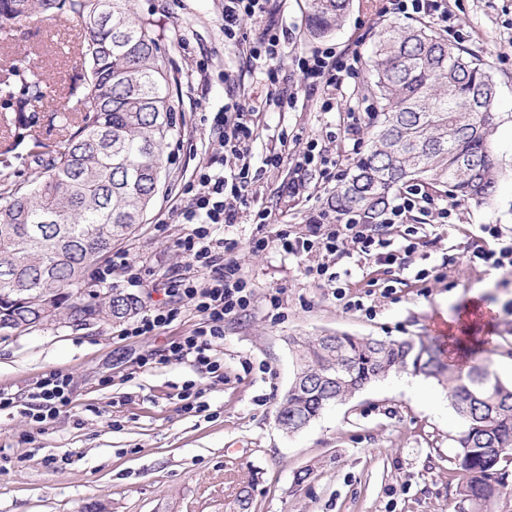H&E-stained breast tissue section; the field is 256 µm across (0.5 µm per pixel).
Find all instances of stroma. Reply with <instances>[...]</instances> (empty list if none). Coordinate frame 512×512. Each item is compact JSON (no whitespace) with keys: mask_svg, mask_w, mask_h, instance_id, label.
<instances>
[{"mask_svg":"<svg viewBox=\"0 0 512 512\" xmlns=\"http://www.w3.org/2000/svg\"><path fill=\"white\" fill-rule=\"evenodd\" d=\"M447 5L454 25L445 39L475 51L497 84L495 141L503 168L486 202L433 191L403 223L377 225L394 247L416 244L403 270L389 271L356 248L297 258L274 238L282 229L307 234L336 188L318 167H296L299 150L310 146L336 158L347 173L368 148L374 42L382 27L410 25L413 17L400 13L395 0H352L341 27L314 40L306 34V0H273L271 18L292 38L273 84L225 47L221 0H134L135 13L155 21L176 81L178 132L162 155L160 189L143 224L114 245L139 269L140 283H129L117 270L88 287L104 297L135 294L146 310L157 306L169 276L182 265L176 243L189 231L188 225L168 223V212L207 159L217 137L215 113L242 96L258 109L251 147L259 168L238 223L224 227L223 235L238 242L236 257L254 298L246 312L225 319L224 337L214 344L221 364L215 375L187 361L142 369L135 364L138 355L197 326L200 318L188 307L158 336L124 337L123 323L112 320L54 322L0 335V390L26 405L36 380L60 372L71 377L73 397L70 410L43 427L18 408L0 411V512H83L93 502L105 512H242L244 489L252 494V512H455V439L462 423L435 382L423 380L411 395L396 389L393 374L328 407L296 435L284 434L276 422L295 371L289 337L433 338L472 301L484 310L475 336L496 342L490 368L512 381V269L473 256L499 250L512 238V0ZM77 32L75 21L41 15L13 39L0 40V65L35 64L51 75L50 97L28 112L48 151L61 147L59 116L73 109L68 87L81 73ZM328 47L360 54L329 111L295 62ZM201 64L211 74L205 87L194 76ZM283 94L293 98L288 111L264 110L267 97ZM8 145L0 130V192L29 184L36 172L26 150ZM277 150L281 166H263V158ZM298 179L305 192L289 195V182ZM260 210L269 215L263 226L253 221ZM486 224L497 226L498 235L483 232ZM261 236L269 246L252 252V240ZM318 263L338 273L345 300L361 301L363 309L346 308L332 287L304 275V266ZM274 296L280 300L276 310L270 306ZM189 382L199 389L205 412L183 410L178 394ZM306 468L310 478L295 484V473Z\"/></svg>","mask_w":512,"mask_h":512,"instance_id":"obj_1","label":"stroma"}]
</instances>
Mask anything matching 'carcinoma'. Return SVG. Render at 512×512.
Masks as SVG:
<instances>
[{
	"mask_svg": "<svg viewBox=\"0 0 512 512\" xmlns=\"http://www.w3.org/2000/svg\"><path fill=\"white\" fill-rule=\"evenodd\" d=\"M349 7L350 0H308V35L331 34ZM22 13L65 15L84 31L83 72L68 91L77 117L63 116L60 149L40 151L25 118L31 103L49 96L46 71L13 64L0 80V94L15 99L7 118L13 147L28 149L40 167L31 184L8 189L0 202V320L23 333L60 315L80 324L103 319L102 304L83 285L112 244L143 223L176 113L159 35L135 16L132 0H0L1 40L12 38ZM373 70V139L336 187L331 209L380 224L394 190L425 180L462 201L489 200L499 168L497 90L479 56L426 25H388L374 45ZM140 306L131 293L114 292L108 301L118 322ZM290 344L297 369L277 409L283 432L298 433L326 407L391 373L433 379L448 388L463 422L457 512H495L512 464V382L491 371L479 351L451 362L426 336L342 334Z\"/></svg>",
	"mask_w": 512,
	"mask_h": 512,
	"instance_id": "cac0c4a2",
	"label": "carcinoma"
}]
</instances>
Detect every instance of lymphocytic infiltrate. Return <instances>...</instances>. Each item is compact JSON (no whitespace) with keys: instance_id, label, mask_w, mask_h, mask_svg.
<instances>
[{"instance_id":"1","label":"lymphocytic infiltrate","mask_w":512,"mask_h":512,"mask_svg":"<svg viewBox=\"0 0 512 512\" xmlns=\"http://www.w3.org/2000/svg\"><path fill=\"white\" fill-rule=\"evenodd\" d=\"M269 2L224 0L222 18L225 44L242 50L263 65L267 79L274 82L278 73L272 64L283 58L288 32L268 22ZM246 19L262 22L263 28L256 41L245 45L237 33ZM356 63V58L336 54L331 48L297 60L305 80L321 87L330 100L335 99L345 76L352 74ZM254 115L251 105L241 98L225 102L214 115L217 140L210 146L207 162L186 188V203L172 210L174 220L190 227L189 233L176 244L187 261V269L174 271L171 286L165 291L166 302L126 329L124 335L128 338L159 335L185 307L195 310L200 322L188 336L142 357L141 366L186 360L200 371L217 373L221 364L213 354V345L224 336V320L246 311L251 304L252 289L234 256L237 243L221 237L219 231L224 225L237 223L239 206L245 203L254 180L247 149L255 134ZM275 240L283 251L293 255L315 247L336 254L344 252L351 244L362 253L376 254L387 265L402 263L398 250L390 248L370 225L353 217L326 232L322 231L320 223H313L305 236H293L281 230ZM30 398L32 403L26 410L30 422L48 424L72 405L71 380L66 375L51 373L35 382Z\"/></svg>"}]
</instances>
